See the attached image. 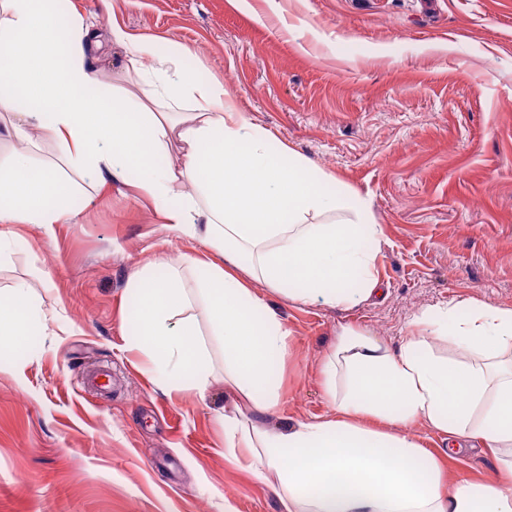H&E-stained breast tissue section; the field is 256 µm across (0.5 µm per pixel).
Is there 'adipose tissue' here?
<instances>
[{"label":"adipose tissue","mask_w":512,"mask_h":512,"mask_svg":"<svg viewBox=\"0 0 512 512\" xmlns=\"http://www.w3.org/2000/svg\"><path fill=\"white\" fill-rule=\"evenodd\" d=\"M90 35L70 0H0V137L38 131L65 159L38 165L16 152L0 164V251L15 225L80 223L65 167L99 184L134 177L164 223L212 259L160 260L131 275L132 346L165 388L204 393L213 375L195 315L204 307L224 342L225 453L272 475L283 512H512V309L432 307L395 351L339 326L320 369L334 416L270 424L290 333L253 282L307 305L357 307L382 284L378 226L366 201L335 193L314 162L273 153L269 132L194 67L192 45L112 24L142 80L138 100L108 90L91 69ZM174 141L183 149L177 170L165 161ZM339 209L348 219H335ZM46 329L27 283L0 296V346ZM436 338L467 359L435 356ZM420 426L498 456L497 481L449 480Z\"/></svg>","instance_id":"obj_1"}]
</instances>
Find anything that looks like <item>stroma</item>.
<instances>
[{
  "label": "stroma",
  "instance_id": "obj_1",
  "mask_svg": "<svg viewBox=\"0 0 512 512\" xmlns=\"http://www.w3.org/2000/svg\"><path fill=\"white\" fill-rule=\"evenodd\" d=\"M100 32L192 44L238 112L370 203L381 297L343 310L268 295L291 337L279 415L327 418L320 364L338 324L398 348L423 310L472 299L512 309V0H74ZM91 63L136 91L122 46ZM81 223L17 226L0 292L32 288L47 332L0 357V512H281L224 458V345L197 319L214 377L204 395L162 390L130 349L127 283L182 254L138 190L81 179ZM450 477L492 482L488 450L426 435Z\"/></svg>",
  "mask_w": 512,
  "mask_h": 512
}]
</instances>
